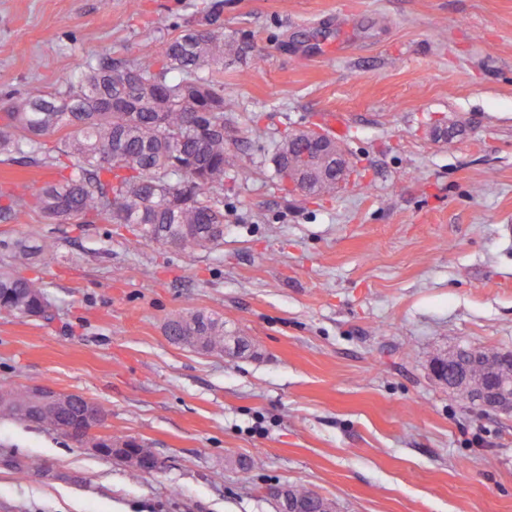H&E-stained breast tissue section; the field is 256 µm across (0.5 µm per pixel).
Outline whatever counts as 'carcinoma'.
<instances>
[{
    "instance_id": "carcinoma-1",
    "label": "carcinoma",
    "mask_w": 512,
    "mask_h": 512,
    "mask_svg": "<svg viewBox=\"0 0 512 512\" xmlns=\"http://www.w3.org/2000/svg\"><path fill=\"white\" fill-rule=\"evenodd\" d=\"M210 14L200 27L170 38L157 55L132 62L101 60L54 94L31 91L24 97L0 95V154H17L30 165L55 164L62 178L31 195L0 191V218L17 220L30 211L56 224H125L136 242L156 243L185 253L206 251L224 241V175L244 168L224 149V113L234 111L224 96V56L246 55L247 43L224 40L210 30ZM108 99L123 106L104 109ZM66 129L59 158L46 139ZM281 139L276 166L295 168L298 154ZM336 187L333 172L320 175L309 190L323 196ZM56 245L43 241L31 252L0 239V252L16 266L0 267V313L27 318L40 309L44 292L23 269L52 258ZM175 342L206 350L224 349V321L201 312L170 320ZM0 417H9L60 433L54 414L28 404L22 394L0 390ZM293 498L306 512L321 499L302 485Z\"/></svg>"
}]
</instances>
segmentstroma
Instances as JSON below:
<instances>
[{"label": "stroma", "mask_w": 512, "mask_h": 512, "mask_svg": "<svg viewBox=\"0 0 512 512\" xmlns=\"http://www.w3.org/2000/svg\"><path fill=\"white\" fill-rule=\"evenodd\" d=\"M210 11L251 45L224 61V138L248 167L224 179L221 247L0 220V239L58 245L27 271L47 314H0V388L90 398L163 467L136 477L0 418V512H279L287 483L339 512H512V415L431 372L462 345L512 351V0H0V94L159 52ZM332 112L346 178L287 194L278 142ZM56 179L0 162L3 189ZM196 311L223 317L222 352L166 336Z\"/></svg>", "instance_id": "1"}]
</instances>
